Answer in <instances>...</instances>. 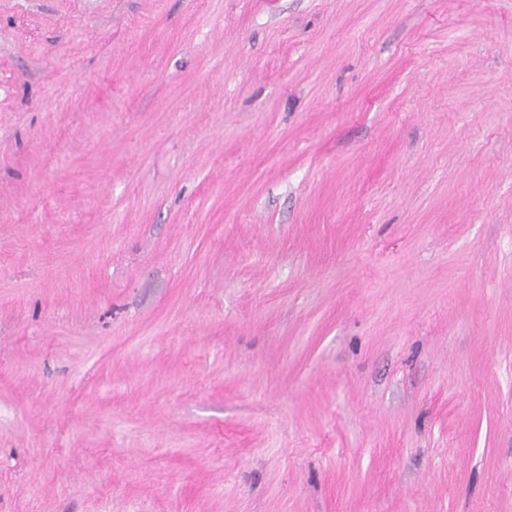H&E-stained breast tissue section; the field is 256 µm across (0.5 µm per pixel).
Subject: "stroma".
<instances>
[{
  "mask_svg": "<svg viewBox=\"0 0 512 512\" xmlns=\"http://www.w3.org/2000/svg\"><path fill=\"white\" fill-rule=\"evenodd\" d=\"M0 512H512V0H0Z\"/></svg>",
  "mask_w": 512,
  "mask_h": 512,
  "instance_id": "35a3bbf8",
  "label": "stroma"
}]
</instances>
